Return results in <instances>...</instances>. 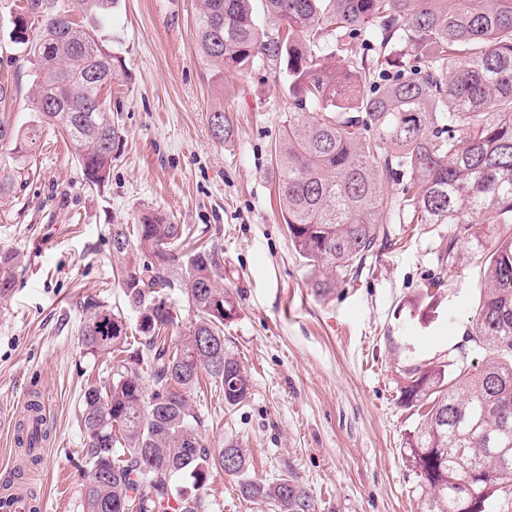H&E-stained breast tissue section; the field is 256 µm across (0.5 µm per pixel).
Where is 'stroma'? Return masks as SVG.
<instances>
[{
	"mask_svg": "<svg viewBox=\"0 0 512 512\" xmlns=\"http://www.w3.org/2000/svg\"><path fill=\"white\" fill-rule=\"evenodd\" d=\"M198 0H120L112 16L122 73L108 93L123 142L104 190L89 187L63 136L45 129L31 169L0 204V248L20 253L13 293L0 300V404L25 395L45 408L46 467L30 485L47 512H82L84 432L78 404L87 383L107 378L106 358L84 353L81 326L95 306L128 310L112 276L108 228L165 212L190 239L205 235L224 262L238 314L227 345L252 380L234 409L209 379L192 395L201 442H236L257 476L294 472L316 512H417L418 479L404 442L418 418L399 404L401 370L469 353L481 251L494 225L477 224L440 274L447 224H394L391 247L328 298L315 296L288 238L278 197L275 144L288 93L271 68L217 73L201 57ZM0 28V81L16 93L5 117L30 118V72ZM233 131L213 138L211 112ZM432 294L431 307L413 302ZM204 512H272L244 500L236 477L212 471L199 490Z\"/></svg>",
	"mask_w": 512,
	"mask_h": 512,
	"instance_id": "35a3bbf8",
	"label": "stroma"
}]
</instances>
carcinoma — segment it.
<instances>
[{
  "instance_id": "cac0c4a2",
  "label": "carcinoma",
  "mask_w": 512,
  "mask_h": 512,
  "mask_svg": "<svg viewBox=\"0 0 512 512\" xmlns=\"http://www.w3.org/2000/svg\"><path fill=\"white\" fill-rule=\"evenodd\" d=\"M199 0L195 34L218 72L273 66L288 86L291 112L275 146L278 194L288 237L326 297L354 278L389 240L387 224H451L448 267L475 224L497 232L481 253L483 287L467 342L477 353L403 370L399 403L418 416L405 457L418 478L419 512H493L512 500V0ZM118 0H12L10 39L32 73L31 117L0 120L14 145L0 166V203L28 172L47 127L69 140L83 176L101 191L122 133L103 91L121 57L109 32ZM212 135L232 133L226 112L209 114ZM112 264L137 313L136 350L121 310L98 306L81 327L82 348L112 363L108 382L80 400L86 478L83 512H161L173 485L177 512H203L197 490L213 469L238 478L242 498L273 512H315L293 473L253 475L234 442L214 452L198 437L191 394L205 372L235 407L250 376L224 343L238 302L220 283L213 246L189 254L167 214L108 229ZM20 255L0 249V299L15 286ZM180 290L193 321L177 342L163 331L178 315L163 301ZM146 366L144 377L138 365ZM44 438L21 424L20 444ZM232 466H226V462Z\"/></svg>"
}]
</instances>
